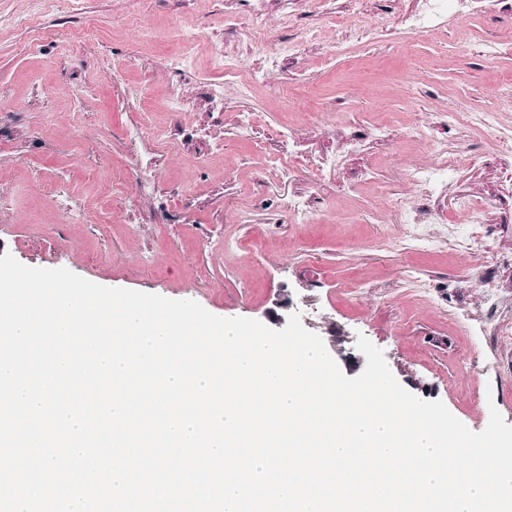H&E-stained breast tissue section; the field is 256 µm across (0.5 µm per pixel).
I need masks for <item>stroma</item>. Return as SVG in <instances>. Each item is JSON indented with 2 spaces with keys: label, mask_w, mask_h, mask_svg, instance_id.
Returning a JSON list of instances; mask_svg holds the SVG:
<instances>
[{
  "label": "stroma",
  "mask_w": 512,
  "mask_h": 512,
  "mask_svg": "<svg viewBox=\"0 0 512 512\" xmlns=\"http://www.w3.org/2000/svg\"><path fill=\"white\" fill-rule=\"evenodd\" d=\"M331 8L334 24L309 0H77L65 13L0 0L30 20L0 28V256L224 318L265 323L284 302L346 377L362 372V335L470 430L493 408L512 425V338L495 336L477 284L512 303V144L449 118L492 109L512 124V0ZM255 18L261 52L238 36ZM212 45L243 71L277 54L269 84L214 67ZM414 126L422 137L407 139ZM439 143L458 164L418 204L449 224L464 223L462 200L482 208L471 256L420 251L395 221L410 169ZM286 154L298 162L283 173ZM320 158L335 161L323 176ZM49 181L62 196L43 194ZM296 200L314 222L293 218Z\"/></svg>",
  "instance_id": "obj_1"
}]
</instances>
